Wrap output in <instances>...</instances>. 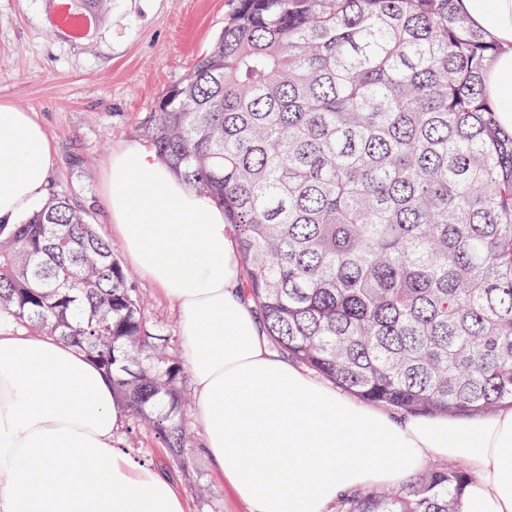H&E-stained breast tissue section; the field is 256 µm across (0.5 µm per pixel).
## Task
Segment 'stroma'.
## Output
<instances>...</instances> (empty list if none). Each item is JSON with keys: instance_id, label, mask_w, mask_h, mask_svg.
<instances>
[{"instance_id": "35a3bbf8", "label": "stroma", "mask_w": 512, "mask_h": 512, "mask_svg": "<svg viewBox=\"0 0 512 512\" xmlns=\"http://www.w3.org/2000/svg\"><path fill=\"white\" fill-rule=\"evenodd\" d=\"M56 7L57 0H0V103L37 114L57 158L48 191L76 195L120 258L124 252L102 198L103 163L112 150L145 141L146 119L198 56L215 46L233 0H111L81 39L56 26ZM77 157L84 166H74ZM134 286L148 304V328L167 339L163 354L179 370V388L190 392L175 307L143 276ZM117 439L175 480L187 512H249L223 487L196 442L184 462L173 461L151 423L134 415Z\"/></svg>"}]
</instances>
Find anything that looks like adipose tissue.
Instances as JSON below:
<instances>
[{"instance_id": "obj_1", "label": "adipose tissue", "mask_w": 512, "mask_h": 512, "mask_svg": "<svg viewBox=\"0 0 512 512\" xmlns=\"http://www.w3.org/2000/svg\"><path fill=\"white\" fill-rule=\"evenodd\" d=\"M457 7L499 47L485 86L512 130V0ZM54 171L35 113L0 103V224L24 221ZM102 194L130 261L179 313L203 452L250 512H331L448 458L473 477L465 512H512V408L458 423L350 401L270 350L234 231L206 193L135 143L108 158ZM125 418L79 350L1 325L0 512H186L177 484L115 446Z\"/></svg>"}]
</instances>
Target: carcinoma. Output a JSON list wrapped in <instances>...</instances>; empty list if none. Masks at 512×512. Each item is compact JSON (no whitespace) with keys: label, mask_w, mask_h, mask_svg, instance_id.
Wrapping results in <instances>:
<instances>
[{"label":"carcinoma","mask_w":512,"mask_h":512,"mask_svg":"<svg viewBox=\"0 0 512 512\" xmlns=\"http://www.w3.org/2000/svg\"><path fill=\"white\" fill-rule=\"evenodd\" d=\"M497 51L456 0H238L146 122L224 207L272 345L363 401L512 406V132L483 84ZM2 313L82 350L161 447H184L176 369L146 357L162 335L72 195L0 225ZM470 480L428 464L336 509L462 512Z\"/></svg>","instance_id":"carcinoma-1"}]
</instances>
